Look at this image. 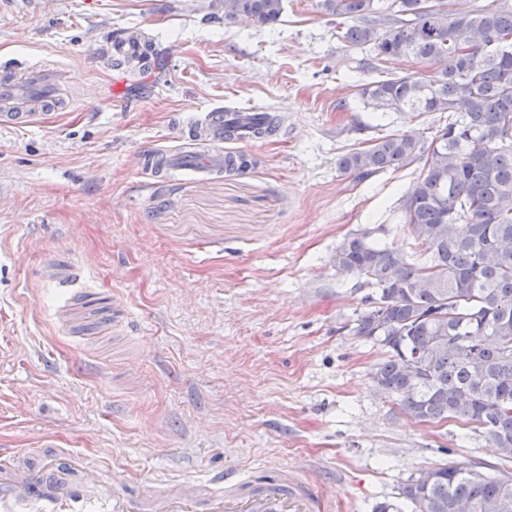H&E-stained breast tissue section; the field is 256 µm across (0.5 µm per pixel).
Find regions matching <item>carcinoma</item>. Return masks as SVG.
Listing matches in <instances>:
<instances>
[{
    "mask_svg": "<svg viewBox=\"0 0 512 512\" xmlns=\"http://www.w3.org/2000/svg\"><path fill=\"white\" fill-rule=\"evenodd\" d=\"M336 38L369 48L367 74L412 59L434 71L372 79L358 90L382 113H448L426 137L397 132L338 162L358 179L425 164L408 187L413 250L365 231L336 248L340 274L372 289L356 335L384 349L372 380L419 422L473 423L512 462V10L485 0L468 13H426L422 0H319ZM282 0H224V20L276 22ZM412 512H512V476L430 469L398 493Z\"/></svg>",
    "mask_w": 512,
    "mask_h": 512,
    "instance_id": "carcinoma-1",
    "label": "carcinoma"
}]
</instances>
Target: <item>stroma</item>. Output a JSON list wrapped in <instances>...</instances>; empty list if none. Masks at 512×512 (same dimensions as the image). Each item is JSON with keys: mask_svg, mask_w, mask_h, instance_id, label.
Masks as SVG:
<instances>
[{"mask_svg": "<svg viewBox=\"0 0 512 512\" xmlns=\"http://www.w3.org/2000/svg\"><path fill=\"white\" fill-rule=\"evenodd\" d=\"M318 0H283L278 22H225L222 0H0V76L69 69L65 109L0 126V446L44 436L110 450L131 477L204 483L282 465L327 489L336 512L394 503L445 464L502 467L460 420L421 423L371 379L379 345L355 334L369 293L337 274L347 236L410 249L402 195L421 164L362 183L339 160L372 139L438 127L358 95L366 50L336 38ZM139 30L150 71L111 92L99 44ZM214 107L276 112L278 136L238 145L246 174L162 178L138 151H182L179 118ZM82 265L74 308L47 259ZM129 331L102 328L113 298Z\"/></svg>", "mask_w": 512, "mask_h": 512, "instance_id": "1", "label": "stroma"}]
</instances>
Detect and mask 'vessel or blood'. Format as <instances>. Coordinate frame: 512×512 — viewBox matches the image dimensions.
I'll list each match as a JSON object with an SVG mask.
<instances>
[{
  "label": "vessel or blood",
  "mask_w": 512,
  "mask_h": 512,
  "mask_svg": "<svg viewBox=\"0 0 512 512\" xmlns=\"http://www.w3.org/2000/svg\"><path fill=\"white\" fill-rule=\"evenodd\" d=\"M71 78L67 70L41 66L0 79V125L24 127L48 114ZM175 133L192 148L168 155L169 168L201 174L223 173L224 141L258 139L252 112L220 107L194 115ZM45 277L58 287L74 286L82 270L54 260ZM41 446L35 456L24 448H0V512H334V501L318 485L281 467L248 480L223 474L198 486L157 483L140 496L126 492L124 476L107 458L62 447L53 436Z\"/></svg>",
  "instance_id": "vessel-or-blood-1"
}]
</instances>
